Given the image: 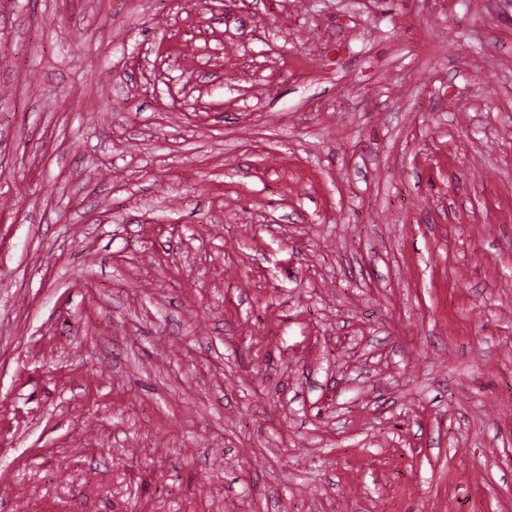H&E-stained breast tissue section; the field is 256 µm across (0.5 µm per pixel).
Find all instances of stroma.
<instances>
[{
	"label": "stroma",
	"instance_id": "35a3bbf8",
	"mask_svg": "<svg viewBox=\"0 0 512 512\" xmlns=\"http://www.w3.org/2000/svg\"><path fill=\"white\" fill-rule=\"evenodd\" d=\"M0 512H512V0H0Z\"/></svg>",
	"mask_w": 512,
	"mask_h": 512
}]
</instances>
